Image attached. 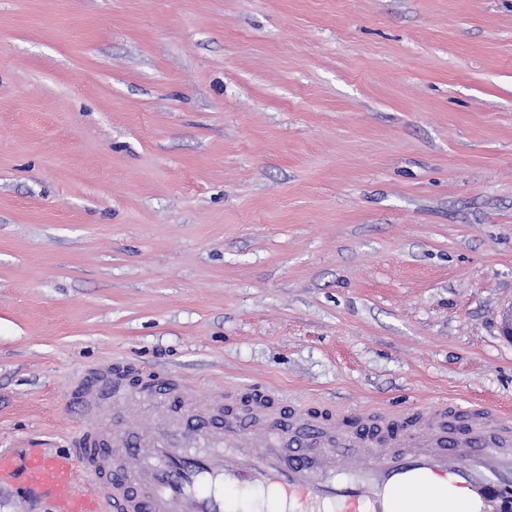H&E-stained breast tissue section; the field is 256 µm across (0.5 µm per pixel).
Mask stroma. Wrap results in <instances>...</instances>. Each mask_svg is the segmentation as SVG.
<instances>
[{"instance_id": "stroma-1", "label": "stroma", "mask_w": 512, "mask_h": 512, "mask_svg": "<svg viewBox=\"0 0 512 512\" xmlns=\"http://www.w3.org/2000/svg\"><path fill=\"white\" fill-rule=\"evenodd\" d=\"M511 303L512 0H0V448L72 447L107 367L512 407Z\"/></svg>"}]
</instances>
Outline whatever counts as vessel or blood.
Here are the masks:
<instances>
[{
  "label": "vessel or blood",
  "instance_id": "vessel-or-blood-1",
  "mask_svg": "<svg viewBox=\"0 0 512 512\" xmlns=\"http://www.w3.org/2000/svg\"><path fill=\"white\" fill-rule=\"evenodd\" d=\"M134 388L122 377L79 386L80 412L103 411ZM169 393L186 410L149 443L122 441L133 466L114 468L106 442L83 430L65 454L31 453L25 463L0 450V477L23 469L51 491L58 512H253L251 493L272 492L278 512H398L399 497L422 488L467 490L476 512H512V416L490 406L468 412L461 432L443 436L456 405L368 411L390 448L343 419L293 409L282 415L269 392L228 391L223 424L196 411V391L172 379Z\"/></svg>",
  "mask_w": 512,
  "mask_h": 512
}]
</instances>
